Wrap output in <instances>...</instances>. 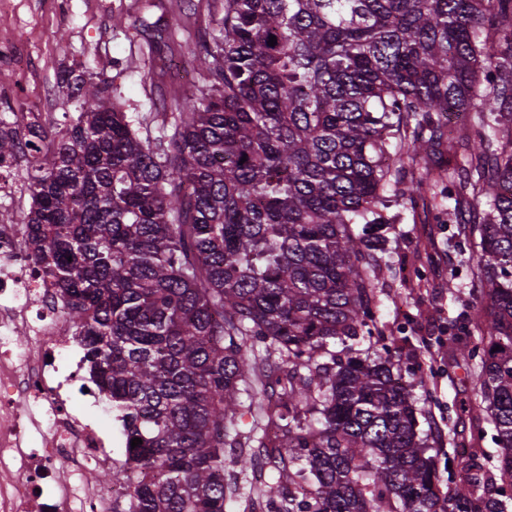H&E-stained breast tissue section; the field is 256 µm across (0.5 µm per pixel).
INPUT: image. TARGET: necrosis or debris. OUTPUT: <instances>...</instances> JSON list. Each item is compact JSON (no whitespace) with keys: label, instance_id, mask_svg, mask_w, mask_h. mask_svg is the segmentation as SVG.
I'll return each instance as SVG.
<instances>
[{"label":"necrosis or debris","instance_id":"1","mask_svg":"<svg viewBox=\"0 0 512 512\" xmlns=\"http://www.w3.org/2000/svg\"><path fill=\"white\" fill-rule=\"evenodd\" d=\"M25 236L0 225V512H112L124 488L91 474L111 470L124 442L95 390L72 406L84 357Z\"/></svg>","mask_w":512,"mask_h":512}]
</instances>
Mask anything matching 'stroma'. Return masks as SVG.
I'll return each instance as SVG.
<instances>
[{
    "label": "stroma",
    "instance_id": "1",
    "mask_svg": "<svg viewBox=\"0 0 512 512\" xmlns=\"http://www.w3.org/2000/svg\"><path fill=\"white\" fill-rule=\"evenodd\" d=\"M152 18L181 27L204 24L213 0H156ZM142 0H12L0 17V42L18 44L21 73L0 65V111L39 112L64 125L56 98L65 73L104 75L127 112H167L184 88L162 68L148 41L134 30ZM464 224H393L370 260L379 300L375 310L378 355L392 353L395 374L409 384L439 475L440 493L458 483L469 462L481 470L482 489L505 491L496 431L469 410L479 388V362L458 359L461 345L480 342L475 329L485 314V288Z\"/></svg>",
    "mask_w": 512,
    "mask_h": 512
}]
</instances>
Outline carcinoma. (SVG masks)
<instances>
[{"instance_id":"carcinoma-1","label":"carcinoma","mask_w":512,"mask_h":512,"mask_svg":"<svg viewBox=\"0 0 512 512\" xmlns=\"http://www.w3.org/2000/svg\"><path fill=\"white\" fill-rule=\"evenodd\" d=\"M192 39L203 84L156 135L111 80L71 73L66 127L0 118L25 248L112 431L142 440L112 468V512H224L244 447L245 481L269 464L266 512H507L476 495L474 463L440 495L392 354L345 343L372 341L369 258L403 207L471 224L487 310L460 356L480 357L469 409L512 480V0H222ZM244 395L261 411L246 432Z\"/></svg>"}]
</instances>
